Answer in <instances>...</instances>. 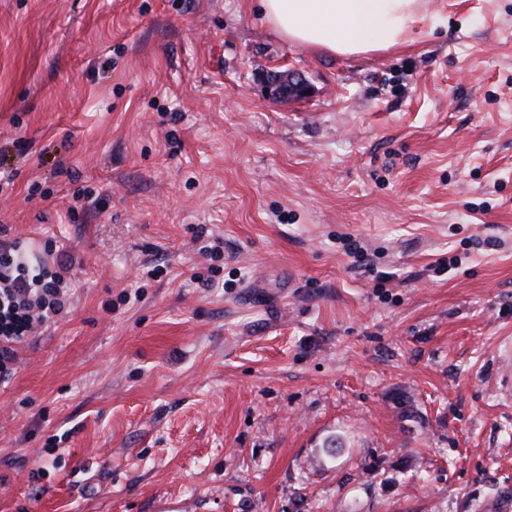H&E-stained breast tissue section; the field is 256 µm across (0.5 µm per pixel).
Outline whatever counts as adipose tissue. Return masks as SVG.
I'll return each instance as SVG.
<instances>
[{
  "label": "adipose tissue",
  "mask_w": 512,
  "mask_h": 512,
  "mask_svg": "<svg viewBox=\"0 0 512 512\" xmlns=\"http://www.w3.org/2000/svg\"><path fill=\"white\" fill-rule=\"evenodd\" d=\"M424 0H254L262 20L284 39L342 56L401 45L424 20Z\"/></svg>",
  "instance_id": "adipose-tissue-1"
}]
</instances>
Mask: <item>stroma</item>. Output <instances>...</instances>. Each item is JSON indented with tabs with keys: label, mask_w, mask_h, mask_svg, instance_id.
I'll list each match as a JSON object with an SVG mask.
<instances>
[{
	"label": "stroma",
	"mask_w": 512,
	"mask_h": 512,
	"mask_svg": "<svg viewBox=\"0 0 512 512\" xmlns=\"http://www.w3.org/2000/svg\"><path fill=\"white\" fill-rule=\"evenodd\" d=\"M0 155V225L75 275L0 385V512L512 493V0L353 56L250 0H0ZM269 88L273 97L284 100L301 99L309 95L306 94V91H309L308 84L302 77L294 73H291L287 88L281 87L279 81H270Z\"/></svg>",
	"instance_id": "35a3bbf8"
}]
</instances>
